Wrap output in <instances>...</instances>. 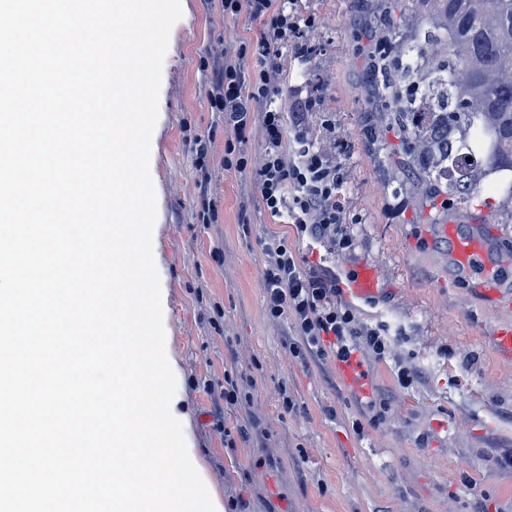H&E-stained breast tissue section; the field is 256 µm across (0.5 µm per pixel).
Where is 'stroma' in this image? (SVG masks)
Instances as JSON below:
<instances>
[{
  "mask_svg": "<svg viewBox=\"0 0 512 512\" xmlns=\"http://www.w3.org/2000/svg\"><path fill=\"white\" fill-rule=\"evenodd\" d=\"M164 59L150 170L157 219L153 256L161 281L166 354L176 376L171 404L221 512H512V364L489 338L496 313L468 300L448 270L434 225L402 186L378 172L364 143L362 88L375 20L368 0H303L316 15L311 58L299 69L281 51L282 77L306 83L321 105L308 132L346 180L351 251L327 257L338 277L379 272L359 318L389 326L394 348L369 359L366 390L352 394L334 364L293 358L289 321L270 320L262 286L266 249L284 238L317 260L294 226L273 224L254 180L263 152L260 118L245 134V170L224 167V116L211 95L225 53L260 36L247 14L220 0H180ZM208 153L198 157L197 142ZM417 378L402 386L399 368ZM252 377L248 402L225 408L224 374ZM389 402L379 426L371 398ZM293 409H285L284 399ZM364 423L363 435L352 430Z\"/></svg>",
  "mask_w": 512,
  "mask_h": 512,
  "instance_id": "obj_1",
  "label": "stroma"
}]
</instances>
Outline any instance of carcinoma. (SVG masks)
Returning a JSON list of instances; mask_svg holds the SVG:
<instances>
[{
    "label": "carcinoma",
    "instance_id": "cac0c4a2",
    "mask_svg": "<svg viewBox=\"0 0 512 512\" xmlns=\"http://www.w3.org/2000/svg\"><path fill=\"white\" fill-rule=\"evenodd\" d=\"M375 30L363 88L365 140L383 175L407 180L432 224L486 217L512 241V0H370ZM503 185L481 199L488 177Z\"/></svg>",
    "mask_w": 512,
    "mask_h": 512
}]
</instances>
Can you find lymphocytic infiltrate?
<instances>
[{
    "label": "lymphocytic infiltrate",
    "instance_id": "f902f5d3",
    "mask_svg": "<svg viewBox=\"0 0 512 512\" xmlns=\"http://www.w3.org/2000/svg\"><path fill=\"white\" fill-rule=\"evenodd\" d=\"M299 2L223 0L225 13L247 14L260 24L262 33L256 41L239 44L237 61H225L211 107L224 115L228 169H246L240 145L253 118H260L265 150L255 177L265 214L294 224L301 234L343 253L353 246L346 230L344 174L307 136L306 121L317 99L303 85L283 83L277 62L285 47L293 50L299 63L308 60L306 37L316 19L302 11ZM248 56L254 65L247 72L239 61ZM263 288L267 316L291 324L296 340L288 350L293 357L311 355L336 362L390 354L388 326L362 323L355 309L340 301L335 275L319 261L304 265L287 241L270 249Z\"/></svg>",
    "mask_w": 512,
    "mask_h": 512
}]
</instances>
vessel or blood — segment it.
<instances>
[{
	"mask_svg": "<svg viewBox=\"0 0 512 512\" xmlns=\"http://www.w3.org/2000/svg\"><path fill=\"white\" fill-rule=\"evenodd\" d=\"M436 236L448 246L452 275L465 280L472 295L488 309L512 312V302L505 298L512 292V252L503 245L499 227L452 218L437 225ZM377 280L376 270L365 267L350 289L355 296L365 297L374 293Z\"/></svg>",
	"mask_w": 512,
	"mask_h": 512,
	"instance_id": "obj_1",
	"label": "vessel or blood"
}]
</instances>
